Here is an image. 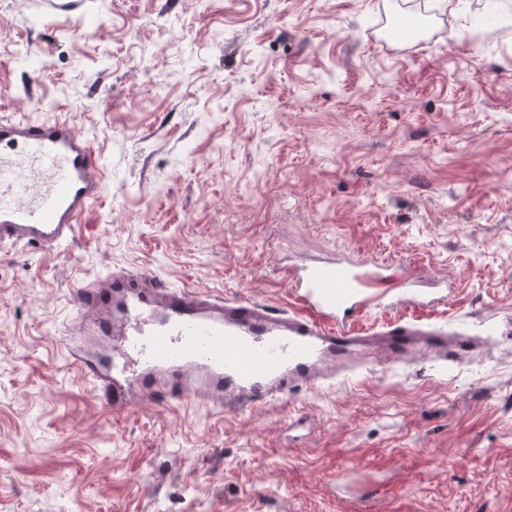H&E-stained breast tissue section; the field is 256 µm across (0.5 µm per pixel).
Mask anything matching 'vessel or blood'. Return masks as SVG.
Returning <instances> with one entry per match:
<instances>
[{"mask_svg": "<svg viewBox=\"0 0 512 512\" xmlns=\"http://www.w3.org/2000/svg\"><path fill=\"white\" fill-rule=\"evenodd\" d=\"M103 190L100 156L69 120H0L1 247L68 244ZM293 277L285 313L144 274L88 278L76 289L79 316L62 343L82 380L116 413L158 399L242 413L372 357L425 354L456 363L472 352L469 337L416 321L358 333L355 321L385 302L430 304L426 279L400 262L316 260Z\"/></svg>", "mask_w": 512, "mask_h": 512, "instance_id": "obj_1", "label": "vessel or blood"}]
</instances>
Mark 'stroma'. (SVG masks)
Masks as SVG:
<instances>
[{
    "label": "stroma",
    "mask_w": 512,
    "mask_h": 512,
    "mask_svg": "<svg viewBox=\"0 0 512 512\" xmlns=\"http://www.w3.org/2000/svg\"><path fill=\"white\" fill-rule=\"evenodd\" d=\"M0 0V118L65 114L104 195L0 249V512H512V30L485 0ZM447 275L483 359L377 361L252 411L116 414L60 345L116 268L286 309L288 263ZM491 3L487 4L484 13L475 22L473 27V37L475 40H480L486 35L485 28L487 27H498L499 29H505L509 26L504 25L509 20L507 12H502L499 8L494 6L496 0H490Z\"/></svg>",
    "instance_id": "obj_1"
}]
</instances>
